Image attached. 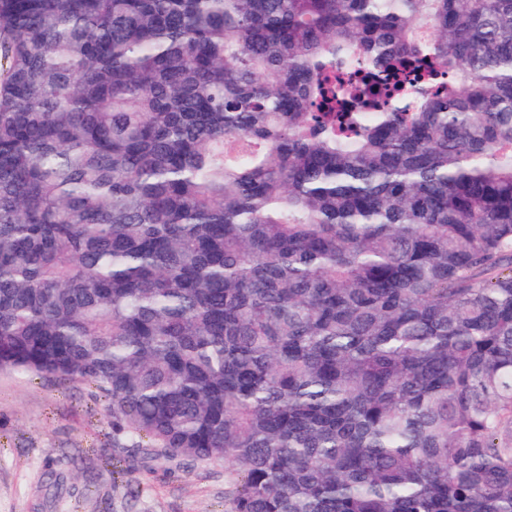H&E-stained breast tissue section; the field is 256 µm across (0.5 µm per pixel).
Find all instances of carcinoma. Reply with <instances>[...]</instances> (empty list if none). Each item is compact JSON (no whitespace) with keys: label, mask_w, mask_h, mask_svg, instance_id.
I'll use <instances>...</instances> for the list:
<instances>
[{"label":"carcinoma","mask_w":512,"mask_h":512,"mask_svg":"<svg viewBox=\"0 0 512 512\" xmlns=\"http://www.w3.org/2000/svg\"><path fill=\"white\" fill-rule=\"evenodd\" d=\"M0 371L227 512H512V0H0Z\"/></svg>","instance_id":"obj_1"}]
</instances>
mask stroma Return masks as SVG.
I'll return each instance as SVG.
<instances>
[{
    "label": "stroma",
    "mask_w": 512,
    "mask_h": 512,
    "mask_svg": "<svg viewBox=\"0 0 512 512\" xmlns=\"http://www.w3.org/2000/svg\"><path fill=\"white\" fill-rule=\"evenodd\" d=\"M231 463L154 462L112 445L104 399L0 372V512H224Z\"/></svg>",
    "instance_id": "1"
}]
</instances>
